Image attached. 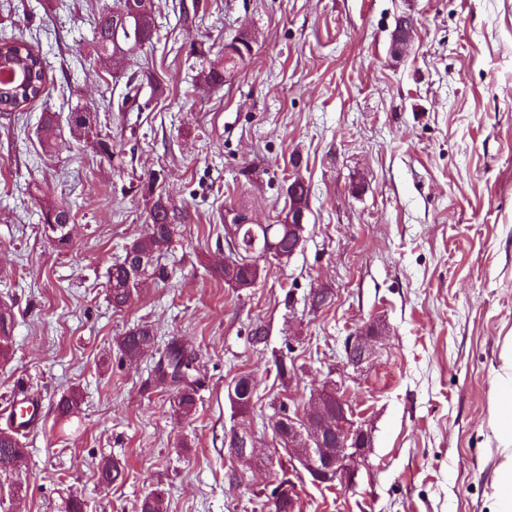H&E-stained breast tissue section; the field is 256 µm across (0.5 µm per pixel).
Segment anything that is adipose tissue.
Masks as SVG:
<instances>
[{
	"mask_svg": "<svg viewBox=\"0 0 512 512\" xmlns=\"http://www.w3.org/2000/svg\"><path fill=\"white\" fill-rule=\"evenodd\" d=\"M494 417L503 459L492 483L490 512H512V344L505 348L496 376Z\"/></svg>",
	"mask_w": 512,
	"mask_h": 512,
	"instance_id": "adipose-tissue-1",
	"label": "adipose tissue"
}]
</instances>
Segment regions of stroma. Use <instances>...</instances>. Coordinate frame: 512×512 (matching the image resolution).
Instances as JSON below:
<instances>
[{"mask_svg":"<svg viewBox=\"0 0 512 512\" xmlns=\"http://www.w3.org/2000/svg\"><path fill=\"white\" fill-rule=\"evenodd\" d=\"M99 2L0 0V32L39 49L49 88L0 112V305L13 315L0 428L17 399L41 406L24 466L0 474V512H65L73 496L85 512H136L154 491L165 512H255L278 467L237 466L231 433L275 447L276 408L306 411L329 377L372 451L353 486L301 484V512H490L512 338V0H197L195 24L179 22L180 0H156L159 38L140 60L166 92L143 89L139 112L117 111L125 81L90 53ZM241 34L245 66L221 87L200 80ZM79 101L112 160L67 132L55 153L40 146L42 112ZM295 174L310 189L299 249L254 287L229 286L225 211L278 222ZM152 177L190 218L160 260L168 279L116 310L107 272L145 227ZM46 196L72 209L68 247L42 229ZM138 324L157 340L131 362L116 340ZM370 324L374 355L342 368L346 337ZM173 337L198 357L189 420L153 371ZM242 375L256 382L246 418L228 398ZM73 388L80 410L59 420ZM110 459L125 475L108 486Z\"/></svg>","mask_w":512,"mask_h":512,"instance_id":"35a3bbf8","label":"stroma"}]
</instances>
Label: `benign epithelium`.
Segmentation results:
<instances>
[{"mask_svg": "<svg viewBox=\"0 0 512 512\" xmlns=\"http://www.w3.org/2000/svg\"><path fill=\"white\" fill-rule=\"evenodd\" d=\"M224 239L227 241L228 255L224 265L232 264L239 251L237 224L241 220L237 212H227ZM379 327L370 326L348 340V346L357 347L361 356L355 361H346L345 366L358 368L370 357L373 342L379 337ZM313 404L315 409L307 416H285L279 413L274 419L288 420V443H283L280 435H275L277 447L264 452L257 448L253 459L262 460L281 456V448L288 447V458L281 461V474L275 485V495L288 497V512H299L298 483L308 478L317 485L331 486L336 482L346 485L355 483L357 467L370 453L371 439L365 423L356 421L355 415L337 383L324 382L316 391ZM336 435V447L327 448L323 433Z\"/></svg>", "mask_w": 512, "mask_h": 512, "instance_id": "benign-epithelium-1", "label": "benign epithelium"}]
</instances>
